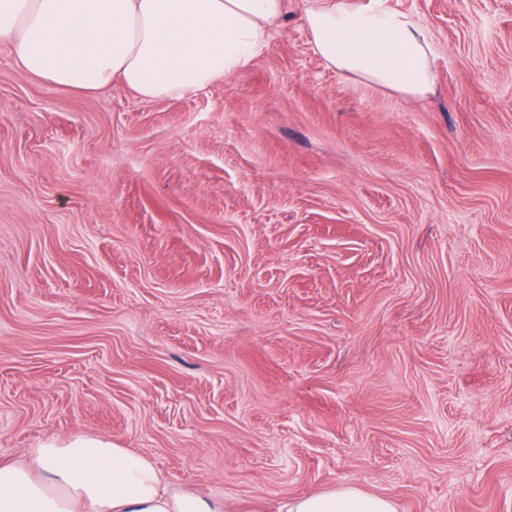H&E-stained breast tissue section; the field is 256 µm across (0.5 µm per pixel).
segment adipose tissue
<instances>
[{
    "label": "adipose tissue",
    "mask_w": 512,
    "mask_h": 512,
    "mask_svg": "<svg viewBox=\"0 0 512 512\" xmlns=\"http://www.w3.org/2000/svg\"><path fill=\"white\" fill-rule=\"evenodd\" d=\"M287 0H0V45L29 76L71 92L122 86L145 100L207 90L269 46ZM314 55L345 76L413 99L433 92L421 22L387 0H303ZM173 487L145 455L74 433L0 462V512H223ZM284 512H398L357 487L290 498Z\"/></svg>",
    "instance_id": "obj_1"
}]
</instances>
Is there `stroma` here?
<instances>
[{
	"label": "stroma",
	"instance_id": "stroma-1",
	"mask_svg": "<svg viewBox=\"0 0 512 512\" xmlns=\"http://www.w3.org/2000/svg\"><path fill=\"white\" fill-rule=\"evenodd\" d=\"M388 3L427 98L326 68L302 0L185 97L0 45V461L81 432L224 512H512V0ZM285 512H398L396 502L388 496L357 487L305 494L288 499Z\"/></svg>",
	"mask_w": 512,
	"mask_h": 512
}]
</instances>
